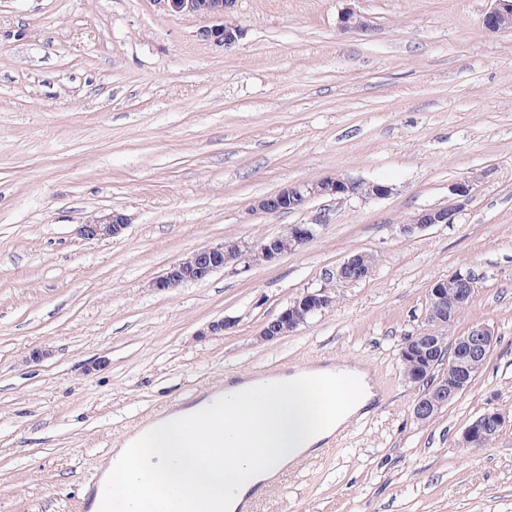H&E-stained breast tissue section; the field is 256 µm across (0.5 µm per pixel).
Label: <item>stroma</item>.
Masks as SVG:
<instances>
[{
  "instance_id": "obj_1",
  "label": "stroma",
  "mask_w": 512,
  "mask_h": 512,
  "mask_svg": "<svg viewBox=\"0 0 512 512\" xmlns=\"http://www.w3.org/2000/svg\"><path fill=\"white\" fill-rule=\"evenodd\" d=\"M491 0H235L229 51L207 17L152 0H0V512H88L121 433L225 378L317 356L361 361L377 409L271 484L249 512H512V29ZM365 29L338 26L344 8ZM391 186L384 198L257 200L325 177ZM469 183L456 202L451 184ZM450 223L403 233L423 210ZM116 210L127 229L77 228ZM312 224L295 253L168 291L194 250ZM332 308L258 334L344 259ZM478 277L449 336L487 325L494 348L433 420L398 359L426 331L431 284ZM222 320L220 336H205ZM36 349L47 357L33 361ZM496 440L457 442L481 413ZM493 7L485 13L483 17L484 27L492 32H497L507 29H512V16L502 22V28L497 24V19L500 16L512 13V1L511 0H492Z\"/></svg>"
}]
</instances>
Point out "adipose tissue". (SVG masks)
Returning <instances> with one entry per match:
<instances>
[{"mask_svg":"<svg viewBox=\"0 0 512 512\" xmlns=\"http://www.w3.org/2000/svg\"><path fill=\"white\" fill-rule=\"evenodd\" d=\"M370 381L340 361L226 384L113 449L91 512H248L269 482L371 412Z\"/></svg>","mask_w":512,"mask_h":512,"instance_id":"ef3b65f1","label":"adipose tissue"}]
</instances>
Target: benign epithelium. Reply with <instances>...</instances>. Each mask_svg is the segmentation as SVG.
I'll return each mask as SVG.
<instances>
[{
    "label": "benign epithelium",
    "instance_id": "obj_1",
    "mask_svg": "<svg viewBox=\"0 0 512 512\" xmlns=\"http://www.w3.org/2000/svg\"><path fill=\"white\" fill-rule=\"evenodd\" d=\"M157 10L164 13H174L186 16L209 17L216 21L210 27V41L225 50L232 48L243 36L242 28L228 20V10L217 11L211 7L209 0H151ZM493 7L485 13L483 26L492 32L501 30L497 19L512 13V0H492ZM366 27V22L354 9L348 7L339 16V28L343 31H359ZM358 181L345 177H326L313 183H303L288 187L279 193L285 208L292 207L291 201L304 196V200L323 196H336L339 198L351 197V186ZM455 207H441L427 209L419 213L414 223L403 226V231L412 233L417 229L430 227L434 224H448L454 215ZM128 224L125 214L111 211L96 217L93 222L83 224L78 234L85 239H105L115 237L122 233ZM316 230L312 224H292L288 231L282 235L263 238L255 243L243 245H206L191 253L186 258L174 263L154 282V288L167 291L181 284L198 282L208 278L216 271L236 266L237 262L245 256H250L256 250L260 251L265 261H272L284 254L302 249L315 235ZM372 256L358 253L344 260L338 267L337 273L344 270L354 271L364 276L365 265ZM469 284L465 295L448 291V284L437 280L431 285L429 303L425 307V320L433 326L441 323L440 310L448 309V319L454 317L466 306L476 288V275L467 271L458 274ZM333 305V298L325 289L319 288L306 292L285 309L275 319L267 322L260 331L259 337L263 341H273L293 332L298 326L306 322L307 317L322 312ZM495 332L488 326L474 328L463 336L453 338V342L467 351L471 360L482 361L486 359L494 347ZM470 367L456 363L448 369V376L438 377L429 382L426 393L420 397L413 409L415 418L420 422L433 419L442 408L457 398L469 387ZM496 422L504 425V417L497 411H487L474 420L462 432L457 442L459 448L469 449L471 440L482 433L489 423Z\"/></svg>",
    "mask_w": 512,
    "mask_h": 512
}]
</instances>
